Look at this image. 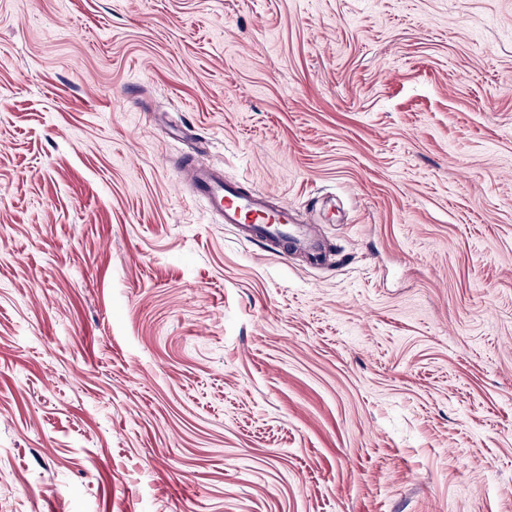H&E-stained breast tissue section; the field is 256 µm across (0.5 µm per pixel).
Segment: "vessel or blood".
Wrapping results in <instances>:
<instances>
[{
    "mask_svg": "<svg viewBox=\"0 0 512 512\" xmlns=\"http://www.w3.org/2000/svg\"><path fill=\"white\" fill-rule=\"evenodd\" d=\"M179 173L193 185L196 196L219 213L224 223L238 227L245 239L270 242L277 251H301L313 261H322L320 240L311 235L308 226L294 222L287 203H271L267 192L244 189L240 183L225 181L221 171L189 160Z\"/></svg>",
    "mask_w": 512,
    "mask_h": 512,
    "instance_id": "obj_1",
    "label": "vessel or blood"
}]
</instances>
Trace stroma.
Masks as SVG:
<instances>
[{
	"label": "stroma",
	"mask_w": 512,
	"mask_h": 512,
	"mask_svg": "<svg viewBox=\"0 0 512 512\" xmlns=\"http://www.w3.org/2000/svg\"><path fill=\"white\" fill-rule=\"evenodd\" d=\"M0 512H512V0H0ZM179 173L193 185L195 195L219 213L224 224L238 227L245 239L273 243L274 255L301 251L314 262L322 261L320 240L311 235L308 226L294 222L288 203L272 204L267 192L224 181L221 171L196 166L191 160L184 161Z\"/></svg>",
	"instance_id": "obj_1"
}]
</instances>
